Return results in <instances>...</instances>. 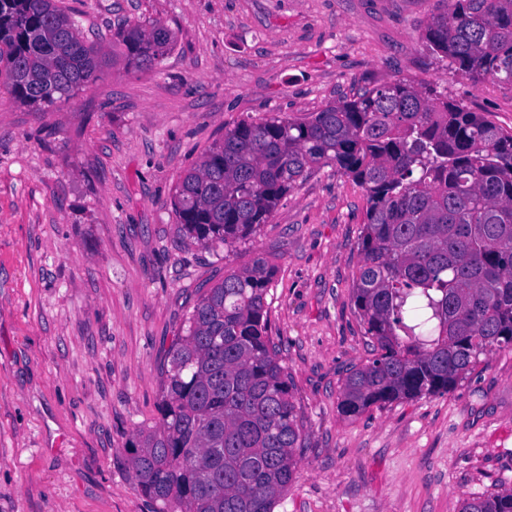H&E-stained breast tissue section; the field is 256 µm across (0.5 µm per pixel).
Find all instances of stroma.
<instances>
[{"label":"stroma","instance_id":"stroma-1","mask_svg":"<svg viewBox=\"0 0 512 512\" xmlns=\"http://www.w3.org/2000/svg\"><path fill=\"white\" fill-rule=\"evenodd\" d=\"M112 48L118 20L171 29L155 67L105 65L47 112L0 89V512H155L128 443L155 425L171 344L201 289L264 256L267 315L308 434L274 512H460L512 489V353L444 396L338 408L369 338L352 301L366 198L326 167L231 247L186 236L184 173L242 121L299 119L406 78L512 129V87L450 73L439 0H57Z\"/></svg>","mask_w":512,"mask_h":512}]
</instances>
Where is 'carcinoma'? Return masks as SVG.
Masks as SVG:
<instances>
[{
  "instance_id": "1",
  "label": "carcinoma",
  "mask_w": 512,
  "mask_h": 512,
  "mask_svg": "<svg viewBox=\"0 0 512 512\" xmlns=\"http://www.w3.org/2000/svg\"><path fill=\"white\" fill-rule=\"evenodd\" d=\"M425 39L474 83L512 84V0H443ZM175 47L126 22L112 54L148 71ZM98 44L56 0H0V87L36 112L101 79ZM336 167L366 196L355 311L374 357L338 403L370 408L446 395L482 358L512 351V131L405 81L365 89L308 117L243 121L188 171L177 222L203 246L255 235L314 168ZM264 257L207 288L169 350L158 424L129 444L135 487L157 512H274L307 434L267 316ZM461 512H512V489Z\"/></svg>"
}]
</instances>
